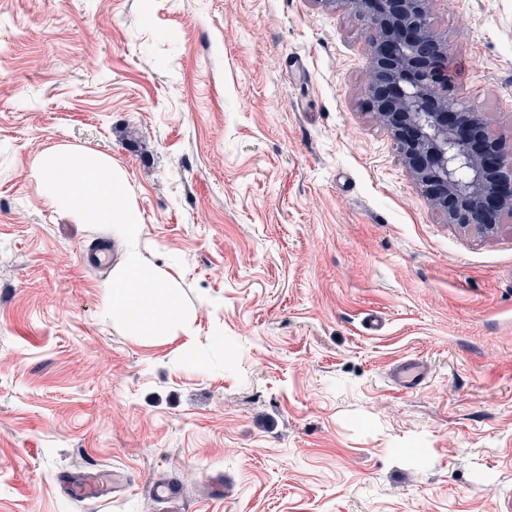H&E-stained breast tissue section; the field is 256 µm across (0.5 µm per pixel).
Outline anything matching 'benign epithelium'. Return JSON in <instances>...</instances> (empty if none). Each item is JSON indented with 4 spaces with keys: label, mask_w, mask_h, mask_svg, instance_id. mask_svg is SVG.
<instances>
[{
    "label": "benign epithelium",
    "mask_w": 512,
    "mask_h": 512,
    "mask_svg": "<svg viewBox=\"0 0 512 512\" xmlns=\"http://www.w3.org/2000/svg\"><path fill=\"white\" fill-rule=\"evenodd\" d=\"M350 5L372 31L365 91L410 176L448 223L491 233L512 210V165L448 81L450 48L426 21L428 0Z\"/></svg>",
    "instance_id": "1"
}]
</instances>
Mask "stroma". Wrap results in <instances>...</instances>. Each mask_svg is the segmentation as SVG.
<instances>
[{"label": "stroma", "mask_w": 512, "mask_h": 512, "mask_svg": "<svg viewBox=\"0 0 512 512\" xmlns=\"http://www.w3.org/2000/svg\"><path fill=\"white\" fill-rule=\"evenodd\" d=\"M427 21L512 146V0ZM370 38L343 0H0V512H501L512 214L485 235L422 194L364 91ZM57 146L123 172L190 335L107 317L112 271L80 255L123 246L44 194ZM405 356L424 388L390 386ZM69 472L125 488L68 496ZM430 370L427 365L411 357L395 361L388 371V381L396 390L414 391L423 388L429 380Z\"/></svg>", "instance_id": "obj_1"}]
</instances>
